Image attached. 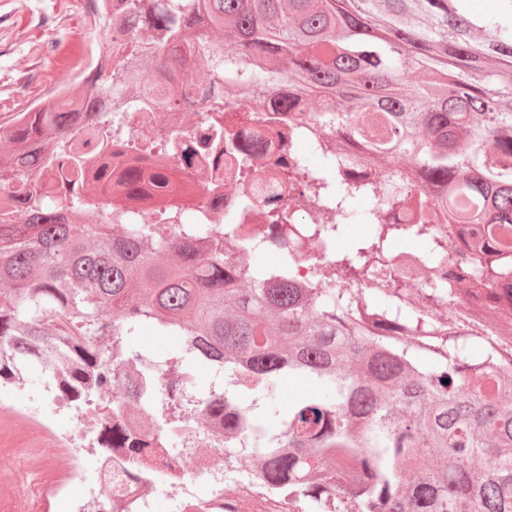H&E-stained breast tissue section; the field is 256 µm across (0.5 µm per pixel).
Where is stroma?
I'll return each instance as SVG.
<instances>
[{"mask_svg": "<svg viewBox=\"0 0 512 512\" xmlns=\"http://www.w3.org/2000/svg\"><path fill=\"white\" fill-rule=\"evenodd\" d=\"M92 29L85 0H0V120L73 80L86 60L60 67L57 52L91 37ZM46 401L45 377L36 367L27 372L14 400L0 401V498L11 512H35L43 474L71 464L36 424L14 414L15 406L41 408ZM33 456L39 467L30 466Z\"/></svg>", "mask_w": 512, "mask_h": 512, "instance_id": "35a3bbf8", "label": "stroma"}]
</instances>
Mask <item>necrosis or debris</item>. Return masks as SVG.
Returning a JSON list of instances; mask_svg holds the SVG:
<instances>
[{
    "label": "necrosis or debris",
    "mask_w": 512,
    "mask_h": 512,
    "mask_svg": "<svg viewBox=\"0 0 512 512\" xmlns=\"http://www.w3.org/2000/svg\"><path fill=\"white\" fill-rule=\"evenodd\" d=\"M154 97L143 93L124 100L121 109L109 112L79 113L70 135L71 156L50 160L40 153H31L28 161L15 165L9 181H0V195L8 196L19 210L29 209L33 199L50 203L58 214H67L75 198L89 199L102 214L119 213L123 224H153L165 219L169 224H217L225 217L247 228H259L263 222V203L277 192L278 174L272 165L282 153L278 127L288 124V115L276 111L274 99L257 104L254 99L228 101L222 89L212 88L198 93L188 104L192 121H185L180 112H157ZM232 115L236 134L257 149L251 158L247 176L235 181L229 176H216L214 171L199 165L182 168L178 156L183 147L207 137L208 117L213 111ZM118 126L123 130L122 142L110 139L108 131ZM156 144L168 158L172 168V192L166 197L162 214H145L133 209H119L114 195L97 191L87 195L86 185L77 174V167H90L101 158L135 148L143 143ZM424 248L393 252L392 264L410 283L421 287L438 269L448 268L453 253L445 251L438 265L422 261ZM56 410L69 412L71 425L56 439L59 449L72 452L90 448L93 439L86 431L88 412L106 419L112 409L107 401H54ZM180 448H162L163 459H171L183 473L181 481L169 485L168 492L179 512H215L226 496L224 469L215 467L213 459L224 445V430L202 414H190L186 427L175 432ZM158 494L151 476L134 473L123 465L115 451L94 457V474L86 476L81 459L75 458L66 474L40 496L42 512H49L50 502L63 497L73 504V512H127L136 504L140 512H150Z\"/></svg>",
    "instance_id": "4bbe7bcc"
}]
</instances>
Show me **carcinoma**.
<instances>
[{
  "mask_svg": "<svg viewBox=\"0 0 512 512\" xmlns=\"http://www.w3.org/2000/svg\"><path fill=\"white\" fill-rule=\"evenodd\" d=\"M103 47L130 20L131 50L172 76L156 90L157 111L174 112L203 86L267 92L280 109L332 113L336 143L359 167L391 168L383 209L354 203L375 185L336 170L311 175L292 152L280 180L303 188L288 204L270 195L265 224H105L18 213L0 221V355L70 382L88 375L111 397L115 423L100 424L98 445L123 448L153 479L156 463L137 409L172 427L188 409L220 415L233 434L249 423L259 439L224 449L229 471L250 458L268 494L288 512H512V335L496 319L512 307V9L478 22L472 0H87ZM112 67L111 85L147 90L131 60ZM495 62V69L488 62ZM418 71L424 81L407 83ZM288 95L278 96L283 84ZM107 87L87 75L57 88L0 130L11 149L0 169L36 148L70 151L74 113ZM132 157L116 191L145 205L164 200L165 159ZM416 182L414 192L403 187ZM336 208L333 224H300L307 200ZM410 212L412 224L393 219ZM453 227L460 272L412 288L386 274L362 293L355 285L390 267V245L405 237L433 253L448 245L435 228ZM349 224L368 230L350 252L323 258L317 247ZM272 251L270 266L234 255L237 242ZM168 251L180 263L156 264ZM316 276L294 281L297 259ZM476 302L475 321L463 304ZM145 326L174 341L146 384L129 386L123 366L152 357L137 342ZM214 380L196 393L194 373ZM306 377L320 387L283 409L279 383Z\"/></svg>",
  "mask_w": 512,
  "mask_h": 512,
  "instance_id": "cac0c4a2",
  "label": "carcinoma"
}]
</instances>
